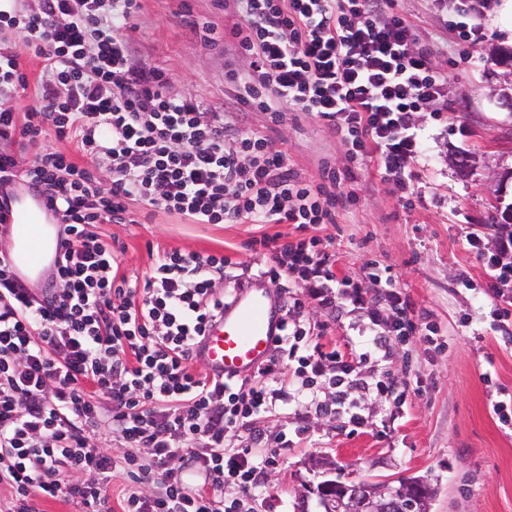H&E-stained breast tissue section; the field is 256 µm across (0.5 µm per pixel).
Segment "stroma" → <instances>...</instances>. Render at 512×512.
<instances>
[{
	"label": "stroma",
	"mask_w": 512,
	"mask_h": 512,
	"mask_svg": "<svg viewBox=\"0 0 512 512\" xmlns=\"http://www.w3.org/2000/svg\"><path fill=\"white\" fill-rule=\"evenodd\" d=\"M142 10L129 30L139 62L162 68L173 91L189 93L204 106H223L232 97L224 66L233 58L224 38V0H141ZM397 8L416 26L420 45L431 48L434 63L448 78L450 109L420 115L427 157L413 163V204H403L392 182L374 168L344 182L355 204L338 208L336 221L318 224L314 235L332 240L343 274L362 277L371 264L391 268L397 285L426 310L453 340L435 348L413 338L396 345L385 369L419 380L406 394L403 412L391 419L387 404L368 395L358 401L385 434L364 429L348 434L340 420L310 419L297 434L299 420L283 406L268 419L269 453L276 467L264 478L259 512H298L303 485L341 473L349 481L420 479L431 486L430 512H512V429L501 426L492 403L512 395V343L502 338L494 305L512 299V287L493 296L482 260L465 238L475 232L493 246L494 203H512V181L499 187V173L512 168V110L502 92L512 89V64L496 61L512 49V34L501 31L497 12H488L484 37L463 60L442 27L432 0H397ZM246 127L271 135L287 151L294 169L311 182L320 180V163L336 170L347 164L349 146L319 118L283 113L279 125L251 113ZM468 153L476 165L469 175L452 166V155ZM126 224H102L120 251V271L128 280L142 277L154 247L221 254L241 265L271 261L259 246L262 236L291 232L288 224H196L163 210L131 203ZM492 381H485V372ZM292 437L282 444L280 434ZM335 462L329 471L327 462Z\"/></svg>",
	"instance_id": "35a3bbf8"
}]
</instances>
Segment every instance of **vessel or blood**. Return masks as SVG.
<instances>
[{
    "instance_id": "obj_1",
    "label": "vessel or blood",
    "mask_w": 512,
    "mask_h": 512,
    "mask_svg": "<svg viewBox=\"0 0 512 512\" xmlns=\"http://www.w3.org/2000/svg\"><path fill=\"white\" fill-rule=\"evenodd\" d=\"M46 210L41 200L25 213L13 206L0 209V217L13 226L9 264L18 278L32 277L45 255L58 251V237L42 223ZM280 330L278 305L269 289L245 288L237 293L223 315L209 325L197 354L208 373L243 376L270 356Z\"/></svg>"
}]
</instances>
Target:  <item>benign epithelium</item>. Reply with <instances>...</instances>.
<instances>
[{"label":"benign epithelium","mask_w":512,"mask_h":512,"mask_svg":"<svg viewBox=\"0 0 512 512\" xmlns=\"http://www.w3.org/2000/svg\"><path fill=\"white\" fill-rule=\"evenodd\" d=\"M432 489L420 480L364 481L341 485L336 493L318 498L322 512H430Z\"/></svg>","instance_id":"7a95c632"}]
</instances>
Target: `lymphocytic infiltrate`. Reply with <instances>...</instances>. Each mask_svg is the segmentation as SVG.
Here are the masks:
<instances>
[{"label": "lymphocytic infiltrate", "instance_id": "1", "mask_svg": "<svg viewBox=\"0 0 512 512\" xmlns=\"http://www.w3.org/2000/svg\"><path fill=\"white\" fill-rule=\"evenodd\" d=\"M233 2V50L248 64L227 65L235 105L221 112L171 91L162 69L134 61L126 31L140 0H39L31 9L10 0L0 9V23L45 63L29 86L20 55L0 46V187L20 181L46 199L62 241L51 282L38 292L14 277L0 248V490L8 492L0 512H40L41 499L81 512H257L254 491L274 464L261 422L278 404L302 417H342L358 431L369 421L354 393L405 403L410 377L378 369L394 344L438 341L437 324L423 322L387 270L339 274L331 244L316 236L264 239L274 262L250 270L219 254L159 249L139 285L120 274L116 250L95 227L126 223L130 202L198 224L245 218L303 230L331 222L338 203L356 200L339 192L341 180L365 165L408 191L409 166L424 154L417 115L448 109L447 78L395 0ZM492 2L447 0L444 29L475 45ZM29 89L35 103L18 111L14 101ZM288 109L316 115L350 143L344 174L325 168L328 186L302 179L270 137L239 125L243 112L267 113L276 124ZM51 134L74 152L46 147ZM22 141L34 149L25 162L12 150ZM466 242L491 290L512 284V226L499 225L494 250L476 233ZM219 278L236 289L276 287L281 337L242 378L193 369L197 345L229 301L215 289ZM310 304L352 316L344 346L311 336ZM323 389L330 400L320 399ZM112 428L126 443L122 453L96 444ZM231 430L244 435V447H225ZM121 474L129 481L116 503L112 480ZM153 481L158 490H149ZM228 484L242 497L225 500Z\"/></svg>", "mask_w": 512, "mask_h": 512}]
</instances>
